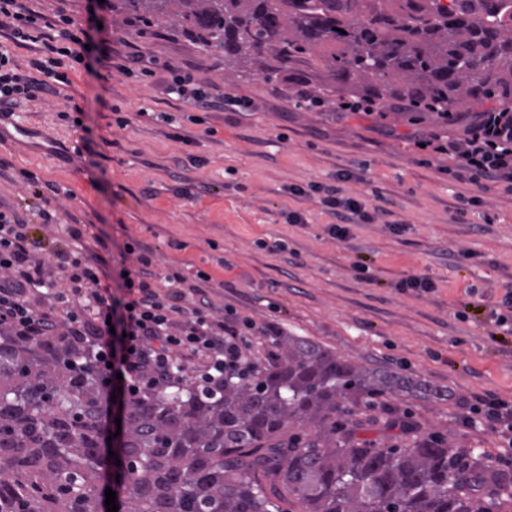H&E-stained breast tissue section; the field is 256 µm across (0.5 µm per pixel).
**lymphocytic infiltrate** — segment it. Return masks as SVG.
<instances>
[{
	"label": "lymphocytic infiltrate",
	"mask_w": 512,
	"mask_h": 512,
	"mask_svg": "<svg viewBox=\"0 0 512 512\" xmlns=\"http://www.w3.org/2000/svg\"><path fill=\"white\" fill-rule=\"evenodd\" d=\"M81 35L68 15H58L48 24L21 0H0V115L13 117L17 105L68 85L67 67L83 61L78 50ZM18 47L31 50V58L19 62L14 53ZM112 66L126 75H163L167 93L201 108L207 103L206 90L170 62L117 54ZM424 146L436 153H455L460 173L470 182L512 184V108L498 106L482 113L479 122L466 126L461 140L435 136ZM308 191L318 195L323 210L333 218L328 227L331 238L348 239L352 225L374 220L364 201L344 195L338 186L313 183L289 189L294 197ZM88 234L87 225H67L69 243L49 264L36 256L39 246L30 234L29 220L0 205V328L18 334L61 331L92 344L96 367L111 389L126 392L166 386L177 353L206 360L201 380L221 384L225 374L244 373L251 365L245 353L250 336L280 335L273 321L259 328L232 309L215 315L197 286L189 285L180 273L169 274L170 291L159 294L147 256H138L136 266L127 272L107 273L103 256L80 249ZM42 288L50 289L51 299L37 308L31 297ZM189 294L194 301L187 307L183 301Z\"/></svg>",
	"instance_id": "lymphocytic-infiltrate-1"
}]
</instances>
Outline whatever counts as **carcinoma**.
I'll return each instance as SVG.
<instances>
[{"instance_id": "1", "label": "carcinoma", "mask_w": 512, "mask_h": 512, "mask_svg": "<svg viewBox=\"0 0 512 512\" xmlns=\"http://www.w3.org/2000/svg\"><path fill=\"white\" fill-rule=\"evenodd\" d=\"M180 24L228 60L279 61L333 47L338 84L425 111L512 103V0H126L148 23ZM251 380L128 394L119 462L104 453V376L67 336L0 331V512H100L107 470L120 512H497L512 476L434 436L407 448L336 438V415L396 392L448 399L281 336ZM488 492L481 496L473 486Z\"/></svg>"}]
</instances>
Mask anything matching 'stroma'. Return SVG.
<instances>
[{
    "instance_id": "1",
    "label": "stroma",
    "mask_w": 512,
    "mask_h": 512,
    "mask_svg": "<svg viewBox=\"0 0 512 512\" xmlns=\"http://www.w3.org/2000/svg\"><path fill=\"white\" fill-rule=\"evenodd\" d=\"M22 3L50 20L69 14L90 37L70 86L16 107L0 126V203L24 214L45 206L61 217L60 225L32 227L43 258L62 246L64 225L85 224L105 240L113 264L135 266L125 246L139 243L159 292L171 270L191 280L205 272L215 313L231 308L259 327L276 321L348 362L448 393L444 401L385 395L380 408L353 415L347 428L357 437L403 445L441 436L482 453L490 469L512 472L501 433L463 422L477 398L512 401V335L489 315L512 288V192L456 178L457 158L416 146L435 134L460 139L462 126L432 112L415 120L391 105L369 115L337 111L350 92L329 80L319 58L269 71L237 67L222 51L200 48L175 16L139 34L124 0L103 9L97 0ZM115 51L170 61L211 97L245 100L248 114L201 110L164 94L158 81L122 75L109 62ZM300 79L318 107L297 97ZM77 109L79 129L69 119ZM82 139L88 148L75 154ZM28 172L37 183L25 180ZM316 182L339 183L375 210L374 222L331 238L332 218L317 196L288 193ZM470 197L475 206L463 207ZM291 210L305 224L287 223ZM262 240L286 249L259 248ZM359 261L370 279L355 272ZM412 274L432 278L435 291H400Z\"/></svg>"
}]
</instances>
